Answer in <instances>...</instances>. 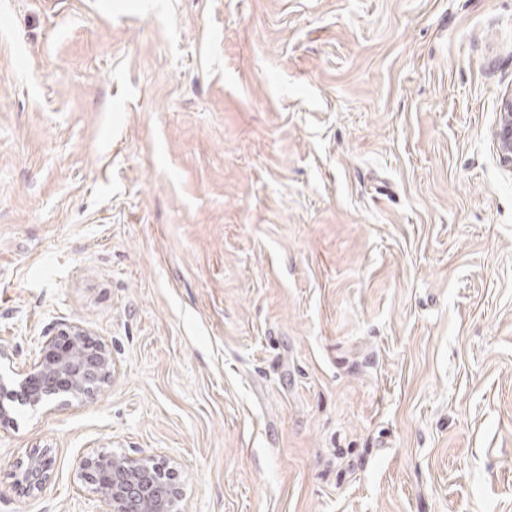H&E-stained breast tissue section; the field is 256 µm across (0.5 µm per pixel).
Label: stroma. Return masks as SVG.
I'll return each instance as SVG.
<instances>
[{
    "instance_id": "1",
    "label": "stroma",
    "mask_w": 512,
    "mask_h": 512,
    "mask_svg": "<svg viewBox=\"0 0 512 512\" xmlns=\"http://www.w3.org/2000/svg\"><path fill=\"white\" fill-rule=\"evenodd\" d=\"M509 90L512 0H0V374L115 364L0 424V512H97L100 450L189 512H512ZM498 124L491 137L502 165L512 172V90L502 96ZM58 336L66 337L60 342ZM40 343L39 356L20 381L33 407L68 395L94 393L112 379V354L79 323H70ZM52 462L45 452L29 453L15 472V482L29 492L40 493L46 489L52 477Z\"/></svg>"
}]
</instances>
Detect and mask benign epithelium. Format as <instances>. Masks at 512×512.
Returning a JSON list of instances; mask_svg holds the SVG:
<instances>
[{
  "label": "benign epithelium",
  "mask_w": 512,
  "mask_h": 512,
  "mask_svg": "<svg viewBox=\"0 0 512 512\" xmlns=\"http://www.w3.org/2000/svg\"><path fill=\"white\" fill-rule=\"evenodd\" d=\"M502 165L512 172V90L502 96L498 124L492 130ZM112 354L90 337L79 323H71L40 343L39 356L20 381L25 402L33 407L68 395L93 393L112 379ZM78 476L91 485L98 512H187L175 468L151 455L129 457L99 451L80 458ZM52 477V462L33 452L15 472L17 485L40 493Z\"/></svg>",
  "instance_id": "1"
}]
</instances>
